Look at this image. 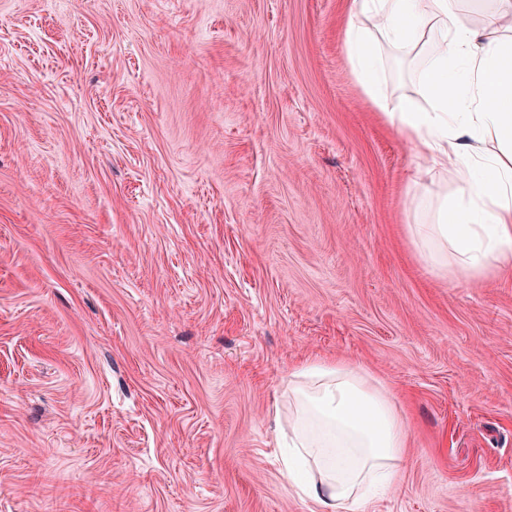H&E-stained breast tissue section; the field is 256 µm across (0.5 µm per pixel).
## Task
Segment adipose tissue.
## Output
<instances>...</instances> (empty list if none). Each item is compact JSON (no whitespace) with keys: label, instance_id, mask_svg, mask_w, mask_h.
<instances>
[{"label":"adipose tissue","instance_id":"1","mask_svg":"<svg viewBox=\"0 0 512 512\" xmlns=\"http://www.w3.org/2000/svg\"><path fill=\"white\" fill-rule=\"evenodd\" d=\"M459 0H347L346 45L365 93L421 159L412 185L431 207L410 233L451 278L479 281L512 268V0L488 16L503 38L459 20ZM434 32L419 79L427 107L382 94L378 50H403ZM452 175L444 189V175ZM283 474L315 512H363L402 481L404 426L390 397L358 368L304 363L288 379Z\"/></svg>","mask_w":512,"mask_h":512}]
</instances>
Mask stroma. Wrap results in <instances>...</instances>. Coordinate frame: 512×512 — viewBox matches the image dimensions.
Listing matches in <instances>:
<instances>
[{"mask_svg": "<svg viewBox=\"0 0 512 512\" xmlns=\"http://www.w3.org/2000/svg\"><path fill=\"white\" fill-rule=\"evenodd\" d=\"M418 162L344 0H0V512H311L276 426L333 359L409 436L366 512H512V274L433 273Z\"/></svg>", "mask_w": 512, "mask_h": 512, "instance_id": "35a3bbf8", "label": "stroma"}]
</instances>
